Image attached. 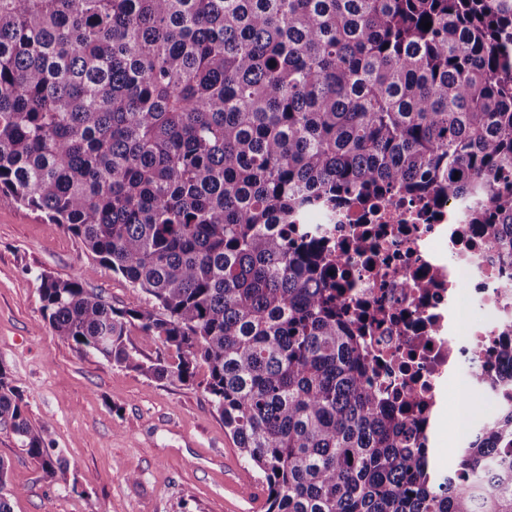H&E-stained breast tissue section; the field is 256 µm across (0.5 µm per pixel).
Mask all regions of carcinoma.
<instances>
[{
    "label": "carcinoma",
    "instance_id": "carcinoma-1",
    "mask_svg": "<svg viewBox=\"0 0 512 512\" xmlns=\"http://www.w3.org/2000/svg\"><path fill=\"white\" fill-rule=\"evenodd\" d=\"M383 192L468 197L512 244V0H0V204L151 297L43 274L55 335L151 378L205 369L266 512H512V405L430 467L331 252L288 235ZM0 424L65 480L1 366Z\"/></svg>",
    "mask_w": 512,
    "mask_h": 512
}]
</instances>
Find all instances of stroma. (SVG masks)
Instances as JSON below:
<instances>
[{
    "label": "stroma",
    "instance_id": "obj_1",
    "mask_svg": "<svg viewBox=\"0 0 512 512\" xmlns=\"http://www.w3.org/2000/svg\"><path fill=\"white\" fill-rule=\"evenodd\" d=\"M43 273L84 276L116 308L149 302L62 225L0 205V365L67 468L66 481H51L1 426L14 512H266L262 475L204 389L145 377L58 339L42 312Z\"/></svg>",
    "mask_w": 512,
    "mask_h": 512
}]
</instances>
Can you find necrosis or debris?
<instances>
[{
	"label": "necrosis or debris",
	"instance_id": "obj_1",
	"mask_svg": "<svg viewBox=\"0 0 512 512\" xmlns=\"http://www.w3.org/2000/svg\"><path fill=\"white\" fill-rule=\"evenodd\" d=\"M461 198L388 194L338 208L298 231L324 238L336 261V294L362 338L381 395L413 393L409 417L434 447L449 389L472 392V377L496 383L512 341V266L487 247ZM471 376L456 381L460 364Z\"/></svg>",
	"mask_w": 512,
	"mask_h": 512
}]
</instances>
